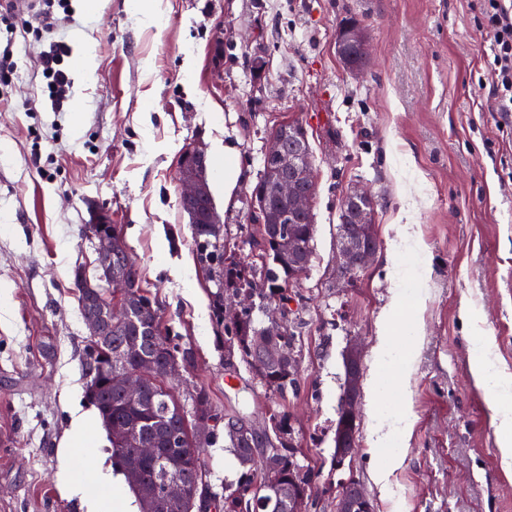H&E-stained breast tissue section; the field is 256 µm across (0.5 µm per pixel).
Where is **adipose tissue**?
Returning a JSON list of instances; mask_svg holds the SVG:
<instances>
[{
    "instance_id": "ef3b65f1",
    "label": "adipose tissue",
    "mask_w": 512,
    "mask_h": 512,
    "mask_svg": "<svg viewBox=\"0 0 512 512\" xmlns=\"http://www.w3.org/2000/svg\"><path fill=\"white\" fill-rule=\"evenodd\" d=\"M494 341L486 336L475 337L471 353L472 372L475 379L487 388L494 397V412L499 420V429L503 434L501 454L504 462L512 461V373L501 369L492 359ZM377 369L370 381V399L368 414L372 421L370 445L382 448L389 444H405L412 427L411 416L407 410L384 411L381 396L386 389V372L395 369L394 381L398 387L408 384V366L412 364V352L405 349L388 329H381L375 348ZM100 423L96 411L74 413L71 427L63 444L58 450L60 470L58 481L64 493L71 498L80 499L86 506V512H113L114 507L128 508L129 503L123 483L113 476L111 469L105 468L95 450L90 447L93 432ZM83 457L87 476L77 474L72 463L76 457ZM96 482L102 489L101 495L87 493L88 482Z\"/></svg>"
}]
</instances>
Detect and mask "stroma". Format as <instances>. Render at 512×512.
<instances>
[{"mask_svg": "<svg viewBox=\"0 0 512 512\" xmlns=\"http://www.w3.org/2000/svg\"><path fill=\"white\" fill-rule=\"evenodd\" d=\"M70 4L54 8L47 33L42 0H22L0 19V52L12 51L15 64L0 81V512H85L59 486L57 449L73 409L90 407L80 367L88 331L72 282L75 269L96 274L82 230L97 209L121 227L144 288L196 351L180 393L202 385L222 411L262 422L286 415L312 472L308 512H335L351 478L374 512H512L494 401L470 371L479 333L495 338L512 372V122L493 111L477 0H161L157 25L129 0H97L90 13L83 0ZM350 18L369 46L358 74L336 54ZM56 42L71 81L59 111L40 68ZM87 48L98 66L81 77L76 57ZM285 121L308 133L316 232L293 288L299 386L282 396L246 363L224 365L215 286L179 205L178 166L188 145L204 147L214 166L234 145L246 177L232 201L223 180L209 185L226 252L248 262L250 193L268 136ZM360 188L377 201L379 249L340 283V206ZM404 223L430 267L423 302L396 309L395 325L416 320L420 338L402 403L413 428L384 495L372 477L368 391L340 468L334 439L343 352L361 342L370 380L391 298L386 257Z\"/></svg>", "mask_w": 512, "mask_h": 512, "instance_id": "obj_1", "label": "stroma"}]
</instances>
